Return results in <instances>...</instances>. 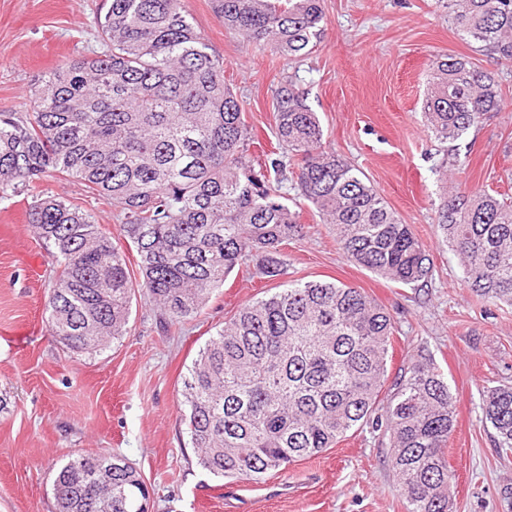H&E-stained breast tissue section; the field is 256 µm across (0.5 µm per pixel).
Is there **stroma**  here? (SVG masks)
<instances>
[{
  "instance_id": "stroma-1",
  "label": "stroma",
  "mask_w": 512,
  "mask_h": 512,
  "mask_svg": "<svg viewBox=\"0 0 512 512\" xmlns=\"http://www.w3.org/2000/svg\"><path fill=\"white\" fill-rule=\"evenodd\" d=\"M102 0H0V113L32 109L31 88L65 61L101 49L95 23ZM224 81L242 104L251 155L275 141L274 94L286 79L307 91L326 150L360 169L409 224L433 259L427 286L393 283L347 259L329 225L302 203L304 234L282 252L283 275L269 281L233 271L196 318L163 331L156 311L134 300L128 332L93 355L52 336L44 314L56 263L34 238L30 192L0 198V512H56L52 484L76 454L107 452L141 473L149 512H405L387 464L386 444L355 432L318 456L257 482L203 470L181 421L185 377L200 350L241 305L298 281L364 288L391 314L397 374L425 354L448 380L456 428L448 463L456 473L453 512H512V458L496 453L482 410L484 390L512 384V306L485 304L464 281L455 252L437 231L436 207L458 183L512 196V63L462 40L443 0H324V32L288 61L271 47L243 45L224 28L212 0H181ZM465 55L506 69L508 108L459 140L464 164L446 176L448 146L421 113L430 65ZM36 191L90 213L118 236L111 204L74 180L48 178Z\"/></svg>"
}]
</instances>
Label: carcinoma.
<instances>
[{"mask_svg":"<svg viewBox=\"0 0 512 512\" xmlns=\"http://www.w3.org/2000/svg\"><path fill=\"white\" fill-rule=\"evenodd\" d=\"M323 0H213L224 27L285 59L322 34ZM448 20L479 51L512 62V0H446ZM103 50L39 79L31 112L0 113V193L47 177L79 182L121 216L139 256L142 296L169 331L197 315L242 265L274 280L281 247L302 234L283 188L296 158L298 197L332 226L346 256L405 286L432 276L409 225L362 173L322 148L323 130L293 81L274 96L280 151L249 154L241 104L224 83V59L208 52L180 0H105ZM422 101L429 129L454 143L503 111L502 77L466 56L431 63ZM29 223L53 249L45 301L49 331L93 354L127 333L132 281L125 253L93 217L38 195ZM437 230L486 301L512 305V197L461 182L438 206ZM395 326L364 289L305 281L258 298L199 351L184 380L182 415L199 465L216 477L259 481L368 427L388 440L389 466L406 512H451L448 440L455 401L433 363L414 360L387 384ZM498 455H512V385L483 391ZM112 464V503L97 477ZM57 512H147L142 475L109 454H79L53 482Z\"/></svg>","mask_w":512,"mask_h":512,"instance_id":"obj_1","label":"carcinoma"}]
</instances>
